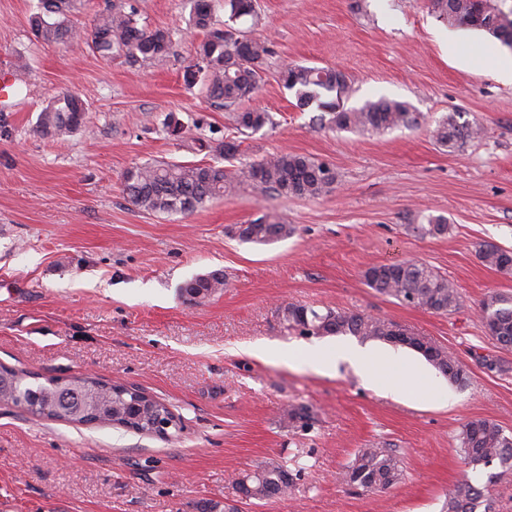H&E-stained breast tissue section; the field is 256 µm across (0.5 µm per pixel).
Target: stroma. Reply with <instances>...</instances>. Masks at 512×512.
Here are the masks:
<instances>
[{
	"label": "stroma",
	"mask_w": 512,
	"mask_h": 512,
	"mask_svg": "<svg viewBox=\"0 0 512 512\" xmlns=\"http://www.w3.org/2000/svg\"><path fill=\"white\" fill-rule=\"evenodd\" d=\"M136 6L141 25L170 30L166 57L130 65L101 58L85 36L37 40L38 0H0V65L21 67L16 107L0 111V364L44 376L88 375L135 385L183 420L178 438L37 418L0 404V512H198L238 499L235 481L276 458L303 474L287 497L241 501L242 512H441L462 479L487 485L496 512H512V473L490 480L465 465L456 436L487 418L512 432V349L479 315L491 292L512 295V275L476 250L512 249V85L493 71L508 50L491 35L448 26L427 0H254L237 26L267 37L272 55L256 107L273 122L239 133L232 112L187 87L200 32L186 0H81L74 23L91 30L107 9ZM336 67L352 83L351 107L382 97L408 102L420 126L386 133L339 131L299 108L280 70ZM87 106L86 126L65 136L36 128L64 91ZM483 126L462 150L438 145L443 115ZM183 125L170 136L168 117ZM236 140L241 167L280 152L335 168L318 199L242 189L186 215L135 207L122 177L155 162L206 164ZM274 212L294 232L267 245L235 228ZM447 217V234L413 225ZM416 257L465 299L450 315L409 307L369 288L366 268ZM222 272L226 287L198 304L183 285ZM333 308L392 321L445 347L467 369L450 384L424 363L430 392L406 385L382 396L346 363L335 376L299 365L311 336L286 329L281 306ZM272 344L276 359L245 354ZM500 361L497 369L478 357ZM309 407L311 430L286 422ZM391 446L405 478L381 494L336 480L362 448Z\"/></svg>",
	"instance_id": "1"
}]
</instances>
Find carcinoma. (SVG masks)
Here are the masks:
<instances>
[{"mask_svg":"<svg viewBox=\"0 0 512 512\" xmlns=\"http://www.w3.org/2000/svg\"><path fill=\"white\" fill-rule=\"evenodd\" d=\"M76 0H39V12L30 16L29 24L39 40L65 42L78 36L71 16ZM188 23L201 31L204 38L198 46V63L185 73V82L207 79L209 96L226 109L253 101L259 94L271 49L265 39L252 37L235 28L237 20L254 15L253 0H224L228 19L221 27L213 23L212 0H189ZM432 9L452 26L484 30L496 39L512 38V12H504L496 0H484L478 8L474 0H430ZM94 50L102 56L117 52L131 65L143 64L163 57L172 46L171 32L147 30L139 25L135 8L112 10L100 15L91 34ZM286 89L294 92L301 107L317 104L330 115L329 123L338 130L384 133L419 124V115L403 101L367 100L358 107H346L352 93L351 82L343 72L331 68L287 65L280 72ZM87 106L76 93L66 91L55 97L39 113L37 128L45 135L64 136L85 126ZM236 129L257 132L272 123L269 113L249 108L234 115ZM477 124L462 125L456 114H448L435 122L432 138L450 149H460L478 134ZM336 182L335 171L310 157L280 153L234 172L224 165L154 163L128 169L123 186L136 207L150 212L190 213L214 198L249 188L258 193L273 192L281 196L318 199ZM448 219L430 216L416 230L422 235L448 232ZM294 228L277 214L267 213L243 224L239 239L270 244L286 238ZM480 262L503 274L512 273V255L495 244H482L477 251ZM378 267L367 268L363 277L377 293L406 302L437 314L456 311L464 300L455 285L417 258L394 264L383 276ZM224 288V274L214 271L188 281L181 291L191 302H200ZM486 332L502 348H512V296L492 292L480 305ZM281 320L287 328L305 336L350 335L361 341L390 342L395 324L360 313L328 309L324 313L301 305L280 308ZM435 369L455 385L468 381V372L452 354ZM73 393L68 407L56 403L59 389ZM0 403L20 408L37 417L78 424H98L122 428L141 435H158L164 429L156 426L158 418L171 414L166 403L144 390L121 383H108L91 376L73 377L63 382L55 377L40 378L36 374L0 365ZM285 413L288 419L306 427L313 414L306 406H293ZM458 447L468 466L488 467L494 463L503 472L512 471V434L488 419H472L464 423L457 435ZM296 475L277 459H268L255 470L236 480L238 491L250 500L268 501L288 495ZM341 483L363 493H384L403 479L402 460L391 448H361L340 472ZM442 512H494L487 489L465 478L448 492Z\"/></svg>","mask_w":512,"mask_h":512,"instance_id":"cac0c4a2","label":"carcinoma"}]
</instances>
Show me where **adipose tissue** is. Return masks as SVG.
I'll return each instance as SVG.
<instances>
[{
    "label": "adipose tissue",
    "instance_id": "1",
    "mask_svg": "<svg viewBox=\"0 0 512 512\" xmlns=\"http://www.w3.org/2000/svg\"><path fill=\"white\" fill-rule=\"evenodd\" d=\"M349 363L375 390L396 394L406 381L426 382V375L401 354L377 348H359L350 344L316 343L307 347L302 367L321 375L335 373L339 363Z\"/></svg>",
    "mask_w": 512,
    "mask_h": 512
}]
</instances>
